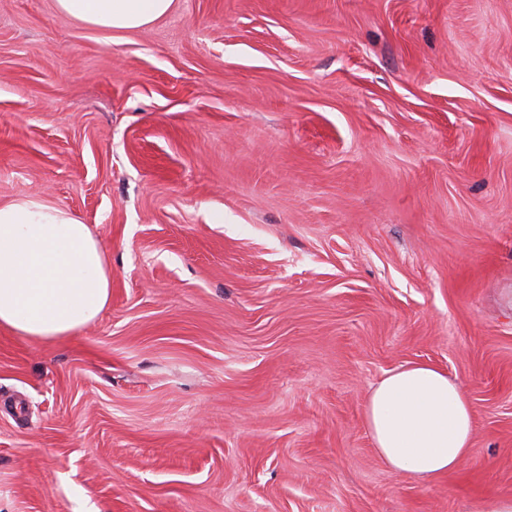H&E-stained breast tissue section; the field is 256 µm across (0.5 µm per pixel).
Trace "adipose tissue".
Returning <instances> with one entry per match:
<instances>
[{
  "label": "adipose tissue",
  "mask_w": 512,
  "mask_h": 512,
  "mask_svg": "<svg viewBox=\"0 0 512 512\" xmlns=\"http://www.w3.org/2000/svg\"><path fill=\"white\" fill-rule=\"evenodd\" d=\"M174 0H56L57 9L110 32L149 25ZM112 268L99 239L67 208L36 196L0 203V327L50 341L71 335L108 305ZM476 410L448 374L428 363L389 372L372 389L365 424L395 473L457 471L473 446Z\"/></svg>",
  "instance_id": "obj_1"
}]
</instances>
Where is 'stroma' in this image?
Masks as SVG:
<instances>
[{
  "label": "stroma",
  "mask_w": 512,
  "mask_h": 512,
  "mask_svg": "<svg viewBox=\"0 0 512 512\" xmlns=\"http://www.w3.org/2000/svg\"><path fill=\"white\" fill-rule=\"evenodd\" d=\"M108 251L95 321L0 329V512H482L512 496V0H0V202ZM424 362L470 458L367 433ZM174 0H56L57 9L102 31L140 29L163 17ZM476 410L448 374L428 363L389 372L372 389L365 424L395 473L435 478L457 471L471 453Z\"/></svg>",
  "instance_id": "1"
}]
</instances>
